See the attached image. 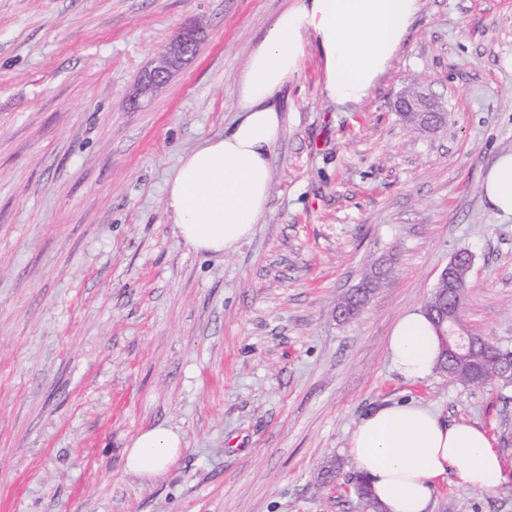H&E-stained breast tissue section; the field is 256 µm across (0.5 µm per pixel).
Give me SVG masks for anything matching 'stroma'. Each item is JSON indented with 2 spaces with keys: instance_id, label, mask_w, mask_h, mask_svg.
Listing matches in <instances>:
<instances>
[{
  "instance_id": "stroma-1",
  "label": "stroma",
  "mask_w": 512,
  "mask_h": 512,
  "mask_svg": "<svg viewBox=\"0 0 512 512\" xmlns=\"http://www.w3.org/2000/svg\"><path fill=\"white\" fill-rule=\"evenodd\" d=\"M290 0H0V512H370L348 469L356 422L418 400L483 428L501 487L438 484L433 512H512V386L413 382L387 339L473 256L465 329L512 349V215L482 180L512 149V0H423L354 107L322 92L309 46L278 93L286 131L267 210L226 255L188 248L165 208L180 157L223 132L236 85ZM197 54L132 105L155 52ZM419 88L433 132L395 104ZM387 276L348 320L367 269ZM163 424L161 475L125 449ZM183 445V435L162 424L141 431L127 449L125 469L144 478L159 476L175 461Z\"/></svg>"
}]
</instances>
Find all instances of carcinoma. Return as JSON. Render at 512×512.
Listing matches in <instances>:
<instances>
[{
	"mask_svg": "<svg viewBox=\"0 0 512 512\" xmlns=\"http://www.w3.org/2000/svg\"><path fill=\"white\" fill-rule=\"evenodd\" d=\"M380 275L367 272L352 291L338 303L344 315H355L366 294L378 285ZM468 276L457 273V284L450 288L448 280H439L435 291L425 305L427 313L446 310L455 317H461L468 294ZM474 348L462 357H452L446 349H441L436 369L447 374L454 382L467 387H482L491 382H498L507 387L512 384V351L503 349L481 336L473 337ZM354 490L359 502L377 509L372 501L371 490L366 480L357 473L351 474Z\"/></svg>",
	"mask_w": 512,
	"mask_h": 512,
	"instance_id": "carcinoma-1",
	"label": "carcinoma"
}]
</instances>
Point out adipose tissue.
Here are the masks:
<instances>
[{
  "label": "adipose tissue",
  "mask_w": 512,
  "mask_h": 512,
  "mask_svg": "<svg viewBox=\"0 0 512 512\" xmlns=\"http://www.w3.org/2000/svg\"><path fill=\"white\" fill-rule=\"evenodd\" d=\"M421 7V0H294L275 15L238 80L239 116L185 153L168 181L166 211L191 249L235 251L264 215L271 156L285 134L277 95L300 71L308 45L323 62L324 95L338 104L359 102L388 70ZM482 188L495 209L512 214V151L497 158ZM387 349L394 369L417 381L434 370L439 339L416 309L396 321ZM183 445L170 427L141 431L125 469L159 476ZM348 448L382 512H432L436 482L451 474L477 491L503 481L502 459L481 427L445 420L420 402L374 408L353 429Z\"/></svg>",
  "instance_id": "obj_1"
}]
</instances>
